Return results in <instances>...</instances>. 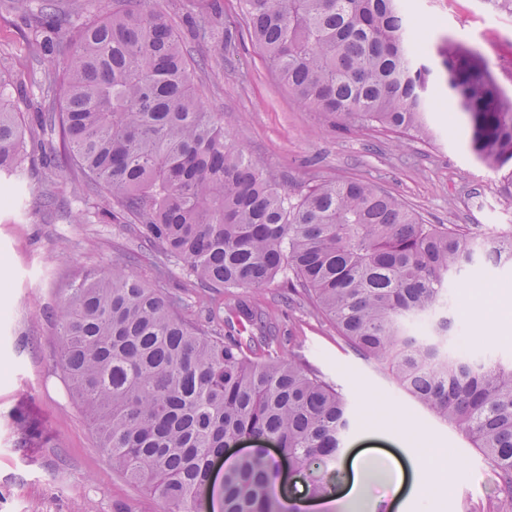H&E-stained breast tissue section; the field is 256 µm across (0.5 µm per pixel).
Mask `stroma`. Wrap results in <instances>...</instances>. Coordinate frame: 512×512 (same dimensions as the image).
Instances as JSON below:
<instances>
[{"instance_id":"obj_1","label":"stroma","mask_w":512,"mask_h":512,"mask_svg":"<svg viewBox=\"0 0 512 512\" xmlns=\"http://www.w3.org/2000/svg\"><path fill=\"white\" fill-rule=\"evenodd\" d=\"M180 37L194 89L217 113L237 146L264 166L291 194L324 181L364 179L379 185L427 224H466L486 234L512 233V198L500 193L496 176L468 151L464 131L447 99H438L419 138L373 125L346 129L310 110L280 82L251 41L225 47L194 31L198 16L187 0H155ZM419 30L430 44L453 38L481 54L495 53L491 71L512 96V10L502 0H411ZM27 14L0 8V68L26 79L36 71L51 80L55 66L25 49ZM12 196L0 204V512H161L144 489L113 472L98 446L85 407L73 399L59 363L54 313L69 288L86 275L124 258L146 282L155 280L156 248L133 216L100 221L96 192L79 189L68 169L46 180L40 163L22 177H2ZM55 203L46 206L44 191ZM467 287L448 288L453 329L451 353L472 361H512V335L473 341L475 326L465 309L478 293L512 284V268L481 260L465 272ZM188 314H215L243 305L265 313V322L234 327L238 336L272 335V353L288 354V339L333 383L347 401L351 428L341 454L327 468L339 472L354 456L401 455L386 430L385 407L401 409L414 432V450H447L448 490L413 504L411 512H512L497 492L485 457L449 422L415 401L389 373L348 347L333 324L317 313L301 290L244 288L233 294L195 288L173 277ZM469 340L459 347V337ZM37 425L30 447L16 445V415Z\"/></svg>"}]
</instances>
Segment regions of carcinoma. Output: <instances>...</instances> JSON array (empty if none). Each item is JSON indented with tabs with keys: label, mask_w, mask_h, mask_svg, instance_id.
Here are the masks:
<instances>
[{
	"label": "carcinoma",
	"mask_w": 512,
	"mask_h": 512,
	"mask_svg": "<svg viewBox=\"0 0 512 512\" xmlns=\"http://www.w3.org/2000/svg\"><path fill=\"white\" fill-rule=\"evenodd\" d=\"M32 16L29 50L57 59L63 99L25 114L19 82L0 69V173L21 177L38 156L47 180L65 159L106 189L173 272L195 288L231 292L291 271L346 343L418 403L455 424L492 465L512 504V364L448 352V281L477 260L512 263V233L425 224L374 183L320 182L293 196L204 109L179 36L151 0H79L90 22L71 34L55 0H5ZM245 34L309 109L346 126L425 133L431 70L406 0H241ZM467 148L512 198V98L484 57L453 39L436 48ZM67 158H61L52 133ZM55 322L71 395L89 411L112 470L147 489L162 512H207L214 459L224 512H294L277 488L278 462L311 477L343 448L349 406L300 355L269 338L224 332L209 315L119 263L70 289Z\"/></svg>",
	"instance_id": "carcinoma-1"
}]
</instances>
